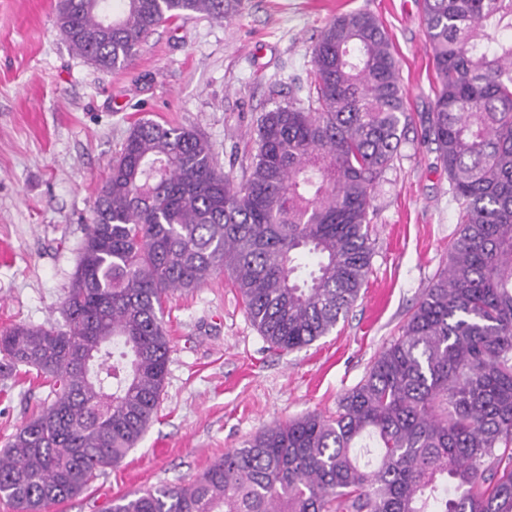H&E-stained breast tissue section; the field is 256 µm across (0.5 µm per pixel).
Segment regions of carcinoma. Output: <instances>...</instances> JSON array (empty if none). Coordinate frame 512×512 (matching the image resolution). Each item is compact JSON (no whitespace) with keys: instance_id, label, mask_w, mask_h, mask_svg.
Masks as SVG:
<instances>
[{"instance_id":"1","label":"carcinoma","mask_w":512,"mask_h":512,"mask_svg":"<svg viewBox=\"0 0 512 512\" xmlns=\"http://www.w3.org/2000/svg\"><path fill=\"white\" fill-rule=\"evenodd\" d=\"M242 0H60L69 47L125 66L162 23ZM438 82L422 117L458 204L448 263L336 415L264 427L194 480L112 512H512V0H423ZM306 98L262 113L239 182L195 131L137 121L93 205L65 328L0 330V370L53 395L0 454V498L50 512L149 428L170 346L164 304L225 272L272 348L328 335L370 269L375 184L412 121L387 32L342 13ZM93 360L86 363L81 353Z\"/></svg>"}]
</instances>
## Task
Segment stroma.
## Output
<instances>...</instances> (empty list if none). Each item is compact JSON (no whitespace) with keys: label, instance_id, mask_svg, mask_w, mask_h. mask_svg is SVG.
<instances>
[{"label":"stroma","instance_id":"1","mask_svg":"<svg viewBox=\"0 0 512 512\" xmlns=\"http://www.w3.org/2000/svg\"><path fill=\"white\" fill-rule=\"evenodd\" d=\"M56 4L0 0V328L63 327L60 302L84 226L139 119L194 130L219 167L242 174L257 117L306 94L313 49L336 15L367 10L382 20L414 117L375 189L367 282L328 335L292 352L272 349L222 273L169 297L171 351L153 423L119 465L53 509L108 512L137 490L191 481L263 427L335 414L445 267L458 206L421 122L436 83L421 0H243L224 20L195 14L161 24L110 71L69 48ZM50 400L35 373H0V449Z\"/></svg>","mask_w":512,"mask_h":512}]
</instances>
